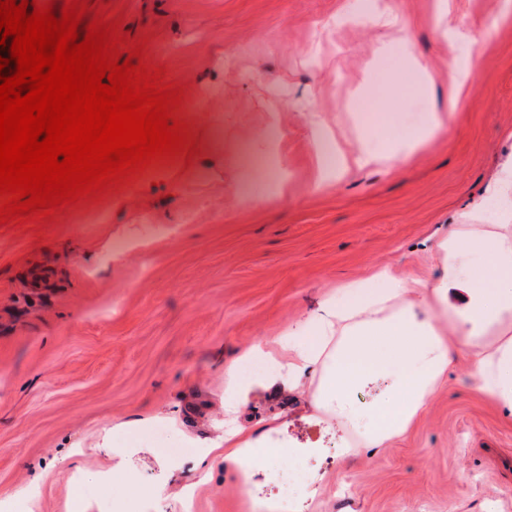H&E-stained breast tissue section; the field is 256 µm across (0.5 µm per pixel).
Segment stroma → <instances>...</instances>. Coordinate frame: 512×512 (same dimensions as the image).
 Listing matches in <instances>:
<instances>
[{"label": "stroma", "instance_id": "35a3bbf8", "mask_svg": "<svg viewBox=\"0 0 512 512\" xmlns=\"http://www.w3.org/2000/svg\"><path fill=\"white\" fill-rule=\"evenodd\" d=\"M405 31L356 20L358 0H89L181 86L176 116L197 152L160 182L135 179L53 221L0 226V512H70L81 462L87 512H246V490L214 472L182 498L134 479L97 480L118 447L176 411L198 441L232 424L224 368L284 332L344 284L386 268L431 280L427 243L486 202L512 157V16L503 0H387ZM468 31L454 40L447 25ZM475 80L449 107L454 57ZM445 128L404 141L433 112ZM342 167L317 184L313 120ZM383 153L360 168L362 142ZM275 159L285 179L251 169ZM134 246L113 259L110 247ZM465 356L410 429L356 462L344 433L304 402L256 401L253 426L285 411L289 441L315 443L321 494L307 512H512V424L467 378Z\"/></svg>", "mask_w": 512, "mask_h": 512}]
</instances>
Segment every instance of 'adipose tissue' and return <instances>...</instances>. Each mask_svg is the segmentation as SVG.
Here are the masks:
<instances>
[{"label": "adipose tissue", "mask_w": 512, "mask_h": 512, "mask_svg": "<svg viewBox=\"0 0 512 512\" xmlns=\"http://www.w3.org/2000/svg\"><path fill=\"white\" fill-rule=\"evenodd\" d=\"M498 221L453 224L432 250L430 284L376 271L320 302L277 340L246 350L224 370V410L242 413L255 397H303L322 421L348 434L358 456L406 433L441 385L454 354L469 361L477 391L512 419V164L495 184ZM266 362L243 376L242 361ZM281 415L261 428L240 424L203 445L194 469L224 472L245 488L277 462L314 454L289 443ZM223 456H216V449Z\"/></svg>", "instance_id": "adipose-tissue-1"}]
</instances>
